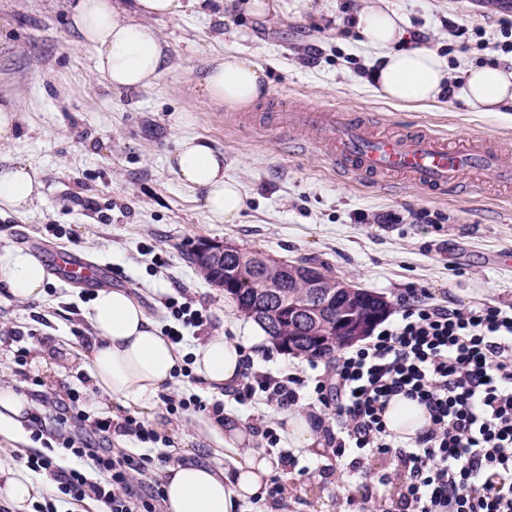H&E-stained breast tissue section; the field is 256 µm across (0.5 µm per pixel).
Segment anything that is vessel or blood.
I'll list each match as a JSON object with an SVG mask.
<instances>
[{
  "instance_id": "obj_1",
  "label": "vessel or blood",
  "mask_w": 512,
  "mask_h": 512,
  "mask_svg": "<svg viewBox=\"0 0 512 512\" xmlns=\"http://www.w3.org/2000/svg\"><path fill=\"white\" fill-rule=\"evenodd\" d=\"M283 125L319 133L318 149L364 178L399 174L435 192L454 186L461 173L472 168L512 181V161L488 152L477 138L452 146L446 137L424 130L404 136L375 133L332 109L290 112ZM57 261L69 281L99 285L104 280V267L86 263L74 251L60 252Z\"/></svg>"
}]
</instances>
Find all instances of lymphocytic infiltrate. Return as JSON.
<instances>
[{
    "instance_id": "lymphocytic-infiltrate-1",
    "label": "lymphocytic infiltrate",
    "mask_w": 512,
    "mask_h": 512,
    "mask_svg": "<svg viewBox=\"0 0 512 512\" xmlns=\"http://www.w3.org/2000/svg\"><path fill=\"white\" fill-rule=\"evenodd\" d=\"M400 306L398 319L340 354L332 375L309 385L257 369L244 356L235 402L273 409L307 404L315 430L347 463L355 483L349 505L366 507L378 487L391 485L399 512H512V310L487 303L453 307L434 302L424 288L409 290ZM396 395L424 405L430 416L408 448L383 419ZM83 403L80 392H72L69 409L79 423L87 421ZM90 424L89 434L58 439L56 454L30 452L27 469L55 483L65 502L161 512L159 471L167 457L138 456L101 441L112 431L143 443L158 442V435L131 415ZM370 452L387 456L393 473L366 466ZM61 456L87 467L62 466Z\"/></svg>"
}]
</instances>
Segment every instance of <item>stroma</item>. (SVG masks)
Returning <instances> with one entry per match:
<instances>
[{
  "mask_svg": "<svg viewBox=\"0 0 512 512\" xmlns=\"http://www.w3.org/2000/svg\"><path fill=\"white\" fill-rule=\"evenodd\" d=\"M278 4L276 13L259 19L207 0L184 16L153 20L170 48L169 70L151 85L115 89L95 75L92 51L70 25L71 0H0V101L14 98L21 106L13 141L0 146V167L23 161L44 185L26 213H0V256L27 250L49 274L39 300L17 301L0 288V386L45 408L48 429L69 405L70 390L88 403L99 400L80 360L94 334L88 312L95 288L60 280L52 260L57 249L109 265L115 286L158 326L171 322L165 297L185 293L209 322L185 330L181 351L224 334L237 338L258 368L301 378L312 374L307 358L268 340L255 344L261 328L196 272L188 255L199 242L328 263L336 276L383 295L391 320L411 288H428L435 301L460 306H512V187L478 173L441 194L400 176L366 181L327 161L313 146L314 134L277 126L285 109L335 107L379 133L429 130L452 143L476 134L488 147L512 153V109L472 112L452 97L424 106L378 99L363 80L374 53L348 25L364 0ZM389 5L446 57L451 79L471 65L512 61L502 48L504 30H512L506 0ZM228 51L250 55L270 82L263 98L239 110L200 104L191 90L211 60ZM184 137L206 139L223 153L225 178L246 196L236 223L211 220L197 192L170 169L168 158ZM159 257L164 266L156 265ZM55 344L70 356L49 374L34 358ZM20 345L32 356L22 367L14 362ZM171 390L221 402L246 427L264 411L215 396L198 378L177 377ZM161 418L174 432L158 443L115 433L111 447L185 461L183 442L196 436L200 413ZM294 454L295 464L277 473L286 489L279 512H345L342 467L331 449Z\"/></svg>",
  "mask_w": 512,
  "mask_h": 512,
  "instance_id": "1",
  "label": "stroma"
}]
</instances>
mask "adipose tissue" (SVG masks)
I'll return each mask as SVG.
<instances>
[{
  "mask_svg": "<svg viewBox=\"0 0 512 512\" xmlns=\"http://www.w3.org/2000/svg\"><path fill=\"white\" fill-rule=\"evenodd\" d=\"M198 0H134L131 19L121 18L112 0H73L70 20L85 45L94 51V70L115 88L150 85L168 68L166 44L151 26L155 17L177 18ZM361 45L377 53L371 91L381 100L400 103L439 101L445 91L474 112H499L512 105V70L499 66L465 69L456 89H449V70L443 57L409 38L402 15L388 6L367 5L350 20ZM266 72L254 59L239 52L217 57L199 78L194 91L204 101L230 108L243 107L267 92ZM179 181L196 191L204 211L219 223L232 224L245 207L239 185L224 177V156L197 138L182 139L169 158ZM36 170L18 162L0 168V208L28 211L42 196ZM46 270L28 252L16 249L0 259V283L20 301L43 297ZM95 332L93 346L82 363L100 396L156 416L155 399L175 382L181 354L144 309L123 290L97 292L89 314ZM192 368L208 389L236 386L243 370V354L236 339L209 337L195 346ZM30 405L11 387H0V436L20 440ZM390 432L407 442L427 428L424 407L403 396L390 400L383 413ZM199 434L213 442L209 462L191 461L169 467L163 478L166 512H241L244 505L264 498L267 479L278 462L262 451L240 452L250 435L236 417H212ZM50 481L23 475L13 458L0 456V496L17 512L42 499Z\"/></svg>",
  "mask_w": 512,
  "mask_h": 512,
  "instance_id": "adipose-tissue-1",
  "label": "adipose tissue"
}]
</instances>
